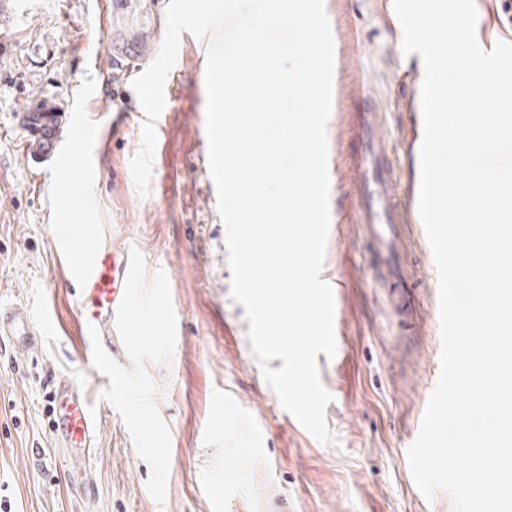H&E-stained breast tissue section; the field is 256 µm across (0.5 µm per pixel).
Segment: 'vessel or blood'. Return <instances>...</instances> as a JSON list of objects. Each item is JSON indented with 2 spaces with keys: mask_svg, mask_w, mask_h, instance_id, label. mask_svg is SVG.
<instances>
[{
  "mask_svg": "<svg viewBox=\"0 0 512 512\" xmlns=\"http://www.w3.org/2000/svg\"><path fill=\"white\" fill-rule=\"evenodd\" d=\"M24 133L23 151L31 161L51 163L61 168L81 162L87 179H94L97 140L86 133L78 144L66 142L64 132L78 128L77 110L63 104L50 92L28 97L16 113ZM361 145L352 164V208L369 241L366 259L373 286L391 289L390 303L404 323H412L413 310L408 294L410 274L404 263L407 253L403 220L395 197L396 179L386 164L385 137L379 128V113L370 102L359 111ZM129 249L106 243L68 264L66 277L75 289L76 324L80 336L98 328L109 355H117L122 342L115 329V312L125 288ZM46 328L24 304L0 303V340L13 351L25 354L41 345ZM53 435L62 447L72 449L83 460L76 474L86 486L95 475L89 464L97 446L98 420L87 390L69 378L59 379L53 392Z\"/></svg>",
  "mask_w": 512,
  "mask_h": 512,
  "instance_id": "1",
  "label": "vessel or blood"
}]
</instances>
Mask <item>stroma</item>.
<instances>
[{
  "label": "stroma",
  "instance_id": "stroma-1",
  "mask_svg": "<svg viewBox=\"0 0 512 512\" xmlns=\"http://www.w3.org/2000/svg\"><path fill=\"white\" fill-rule=\"evenodd\" d=\"M0 12V301L51 311L54 327L25 355L0 344V512H453L450 497L416 488L407 449L440 374L435 319L438 275L418 214L423 117L416 69L401 51L393 0H324L335 44L326 125L330 223L322 277L339 286L342 317L335 357L318 354L333 397L325 418L333 441H316L280 404L248 340L242 305L230 295L226 229L208 164L207 48L186 43L166 81L173 102L158 126L151 193L134 190L130 159L140 145L142 108L132 87L143 65L114 54L131 41L158 54L167 0H17ZM96 84L121 122L85 99L98 139L96 187L79 172L34 164L16 125L20 102L39 91L63 101ZM375 101L388 162L407 211L408 262L420 264L421 330H402L387 292L374 287L366 241L350 223L346 162L356 140L348 125L358 88ZM78 194L64 195L67 185ZM138 248L146 275H168L182 333L170 366L145 361L154 403L171 439L165 505L147 490L149 465L102 392L110 380L85 358L75 326V295L63 277V249L98 241ZM400 355L389 359L392 348ZM83 383L100 419L86 490L70 474L67 450L52 434L51 392L58 378Z\"/></svg>",
  "mask_w": 512,
  "mask_h": 512
}]
</instances>
